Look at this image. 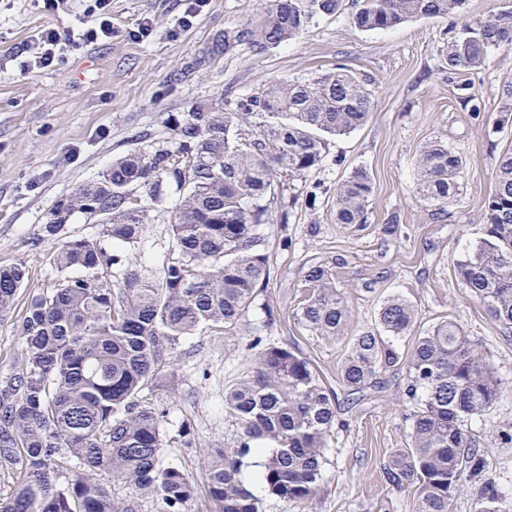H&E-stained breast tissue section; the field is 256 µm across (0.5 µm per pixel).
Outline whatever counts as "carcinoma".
<instances>
[{
	"label": "carcinoma",
	"mask_w": 512,
	"mask_h": 512,
	"mask_svg": "<svg viewBox=\"0 0 512 512\" xmlns=\"http://www.w3.org/2000/svg\"><path fill=\"white\" fill-rule=\"evenodd\" d=\"M467 0H358L350 20L387 30L416 18L463 21L448 41V71L482 69L494 52L512 49V5L464 21ZM343 0H269L249 31L224 32V49L246 43L256 53L287 43ZM371 89L337 67L304 81L279 80L229 108L199 103L170 120L169 137L147 151L120 156L99 179L55 202L43 237L57 236L76 213L102 225L101 238L73 239L53 254V287L29 302L15 371L0 385V468L15 475L0 512H135L100 482L101 473L137 494H156L163 512H185L195 486L182 467L164 462L165 411L143 391L173 361L183 338L220 329L232 333L269 281L263 226L288 223L294 198L283 179L322 167L329 136L368 120ZM495 129L512 120V78L503 82ZM460 152L433 140L416 160L415 192L438 211L458 195ZM373 194L366 169L352 170L331 190L338 224L363 223ZM485 237L454 265L456 278L505 326L512 325V146L496 160L493 193L484 203ZM165 219L170 257L158 269L127 264V248L145 225ZM26 271L0 266V314L12 309ZM294 317L328 338L347 336L351 306L333 268L313 263ZM417 310L399 296L379 309L378 331L350 337L342 382L354 394L377 374L404 369L413 405L403 448L389 456L382 480L413 493V512H448L462 483L479 484L474 512H512L485 467L469 422L499 399L502 383L460 323L444 320L409 335ZM255 369L224 395L236 425L231 441L211 449L205 468L218 512H260L244 479L261 453L260 480L270 495L307 502L324 480L336 395L310 359L257 338Z\"/></svg>",
	"instance_id": "cac0c4a2"
}]
</instances>
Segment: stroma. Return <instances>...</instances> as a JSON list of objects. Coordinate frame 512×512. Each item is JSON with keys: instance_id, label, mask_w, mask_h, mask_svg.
Wrapping results in <instances>:
<instances>
[{"instance_id": "35a3bbf8", "label": "stroma", "mask_w": 512, "mask_h": 512, "mask_svg": "<svg viewBox=\"0 0 512 512\" xmlns=\"http://www.w3.org/2000/svg\"><path fill=\"white\" fill-rule=\"evenodd\" d=\"M268 0H208L189 29L178 27L185 0H112V37L68 52L56 69L21 71L23 50L45 27L82 28L83 0H66L44 13L36 0H0V266L23 265L27 279L13 310L0 314V380L9 376L22 345L21 324L33 294L53 285V253L72 238H95L101 227L75 215L60 236L44 239L47 213L60 197L96 180L113 158L164 138L168 121L197 102L225 104L260 92L276 79H310L349 68L374 93V108L360 129L331 138L330 162L294 181L298 198L288 224L265 225L270 280L262 299L273 313L265 342L299 349L335 391L339 407L325 450V481L313 500L286 503L251 484L263 512H413V496L386 487L383 463L404 447L412 406L405 371L383 374V388L348 401L340 378L344 341L313 335L293 310L304 274L315 262L333 265L337 289L352 308V326L373 325L382 301L397 295L417 310V334L453 319L486 354L501 378L500 399L472 421L486 466L512 496V328L491 318L454 273V263L484 235L483 205L495 188V162L512 146V123L493 133L502 83L512 77V50L496 53L478 74L449 73L451 37L444 19L420 18L388 30L365 31L350 21L344 0L337 15L311 24L286 44L261 53L247 45L225 48L224 33L255 27ZM148 31H141V24ZM475 95L482 113L471 112ZM441 139L463 157L459 195L441 214L415 193V161L422 147ZM342 164H334V157ZM366 168L374 193L363 230L334 223L328 192L354 168ZM322 186L315 205L307 200ZM397 225L388 233L387 225ZM169 227L149 224L133 262L162 264ZM263 315L250 308L239 332L185 337L180 356L145 388L166 412L165 458L192 477L196 493L186 512H216L204 461L234 432L224 415V394L253 367L252 327Z\"/></svg>"}]
</instances>
